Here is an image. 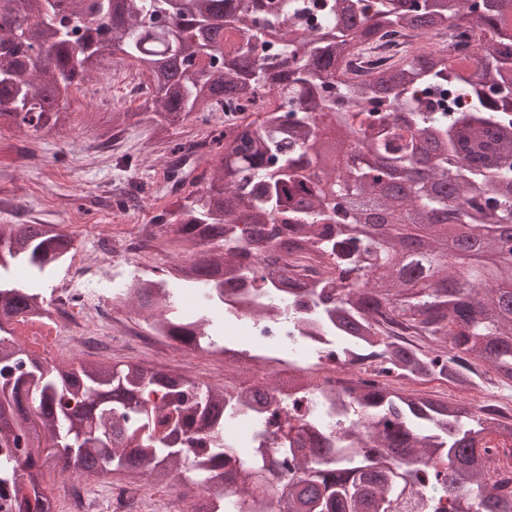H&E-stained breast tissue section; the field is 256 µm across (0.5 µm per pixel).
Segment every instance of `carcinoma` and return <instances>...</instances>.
I'll return each mask as SVG.
<instances>
[{
	"instance_id": "cac0c4a2",
	"label": "carcinoma",
	"mask_w": 512,
	"mask_h": 512,
	"mask_svg": "<svg viewBox=\"0 0 512 512\" xmlns=\"http://www.w3.org/2000/svg\"><path fill=\"white\" fill-rule=\"evenodd\" d=\"M450 27L483 53L467 58L451 35L376 72L350 65L396 36L426 41ZM117 51L145 78L170 155L155 196L167 205L138 234L193 257L126 285L124 302L149 329L222 354L221 322L180 312L176 288L222 297L267 279L269 307L316 318L341 356L372 354L387 373L463 390L481 363L512 382V235L483 233L512 225V145L484 167L459 143L463 129L512 139V0H0V128L40 137L66 126L71 90ZM461 93L466 112L421 105ZM228 101L262 112L211 130L199 156L168 145L164 133ZM425 142L451 192L413 181L406 200L382 193L381 181L408 178ZM370 202L392 215L384 239L365 224ZM429 211L447 223L424 227L409 258V226ZM457 232L478 245L473 293L449 287ZM309 250L323 259L316 282L288 266ZM74 256L73 238L52 224L0 225V272L49 276ZM49 313L42 289L0 277V472L14 512H64L43 480L58 464L129 484L147 471L156 488L191 472L203 491L188 512H269L276 481V512H512V477L488 458L489 438L512 442L511 417L393 387L362 385L349 401L316 393L296 375L295 340L283 383L250 384L244 366L225 368L221 387L141 361L58 363L13 329ZM154 393L161 403H149ZM270 407L275 418L288 410L276 448L259 431L252 456L232 460L225 431Z\"/></svg>"
}]
</instances>
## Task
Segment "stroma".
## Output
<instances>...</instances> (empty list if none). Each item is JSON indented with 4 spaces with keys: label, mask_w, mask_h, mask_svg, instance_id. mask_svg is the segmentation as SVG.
Masks as SVG:
<instances>
[{
    "label": "stroma",
    "mask_w": 512,
    "mask_h": 512,
    "mask_svg": "<svg viewBox=\"0 0 512 512\" xmlns=\"http://www.w3.org/2000/svg\"><path fill=\"white\" fill-rule=\"evenodd\" d=\"M115 63V58H105L97 80L75 92V114L66 127L40 139L0 130V137L12 141L19 154L14 167H0V199L7 204L0 224L59 225L75 240V262L89 271L105 255L123 269L136 264L124 244L135 237L140 225L151 222L156 211L148 192L143 193L139 208L125 212L94 205V198L118 178L161 182L168 161L164 146L154 137L153 114L146 111L138 84L113 82ZM115 109L141 113L142 120L123 132H113L107 116ZM125 154L132 155L136 170L119 167Z\"/></svg>",
    "instance_id": "stroma-1"
}]
</instances>
